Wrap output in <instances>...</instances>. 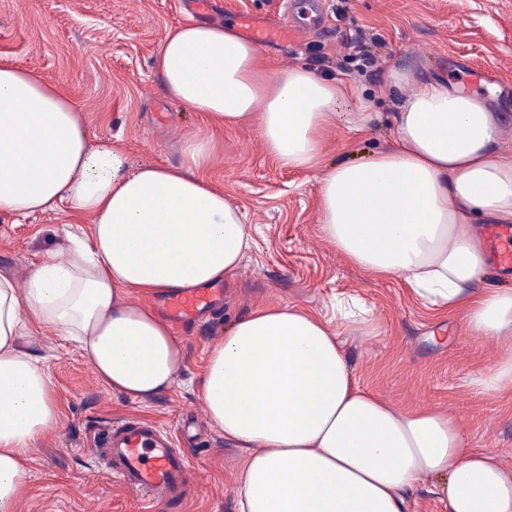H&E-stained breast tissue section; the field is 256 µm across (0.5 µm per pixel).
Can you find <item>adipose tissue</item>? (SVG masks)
I'll use <instances>...</instances> for the list:
<instances>
[{"label": "adipose tissue", "mask_w": 512, "mask_h": 512, "mask_svg": "<svg viewBox=\"0 0 512 512\" xmlns=\"http://www.w3.org/2000/svg\"><path fill=\"white\" fill-rule=\"evenodd\" d=\"M155 67L167 94L221 128L256 119L288 168L318 166L342 82L297 67L264 73L259 52L221 25L167 33ZM388 81L415 91L395 104L389 149L323 168L324 237L346 259L402 280L472 331L512 335V291L486 288L478 222L512 224V154L495 148L500 117L453 82ZM211 144L190 139L179 166L128 168L124 150L89 145L77 105L0 58V212L57 204L90 216L91 240L70 236L34 270L25 297L0 275V512L28 480V451L59 413L46 371L20 349L25 329L51 323L79 344L113 391L147 400L176 384L181 344L131 291L174 292L218 281L250 248L238 209L200 174ZM199 394L243 452L238 512H406L405 494L438 478L448 512H512V469L468 448L447 411L396 412L359 386L328 321L259 306L207 356Z\"/></svg>", "instance_id": "obj_1"}]
</instances>
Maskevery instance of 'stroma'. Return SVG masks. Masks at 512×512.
I'll return each mask as SVG.
<instances>
[{"mask_svg":"<svg viewBox=\"0 0 512 512\" xmlns=\"http://www.w3.org/2000/svg\"><path fill=\"white\" fill-rule=\"evenodd\" d=\"M210 19L234 27L248 14L270 24L284 19L281 0H214ZM323 29L283 45L261 46L269 70L305 66L349 84L344 112L372 107L378 117L363 134L337 121L323 166L362 160L393 140L395 102L410 87L392 86L397 66L429 80H451L482 93L502 116L501 151L512 153V0H321ZM184 0H0V57L72 98L91 144L120 143L129 167L178 165L195 135L212 143L207 181L236 206L252 239L237 269L218 280L224 295L175 337L185 361L175 387L140 401L102 383L88 358L44 324L20 338L47 367L58 422L33 445L28 488L15 512H140L136 494L92 474L87 454L100 428L129 414L173 427L193 455L199 481L184 512H237L242 464L236 446L208 417L198 388L209 349L258 305L295 306L331 319L359 384L401 413L448 410L467 445L499 455L512 468V390L487 391L476 380L512 353V342L470 330L463 315H443L398 280H382L350 264L321 232L320 169L281 166L261 130L247 119L221 129L170 98L154 68L165 34L191 22ZM89 217L67 207L25 217L0 213V274L28 281L48 254L67 247ZM356 301L373 321L369 331L335 318L339 301Z\"/></svg>","mask_w":512,"mask_h":512,"instance_id":"35a3bbf8","label":"stroma"}]
</instances>
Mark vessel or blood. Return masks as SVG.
<instances>
[{
	"instance_id": "obj_1",
	"label": "vessel or blood",
	"mask_w": 512,
	"mask_h": 512,
	"mask_svg": "<svg viewBox=\"0 0 512 512\" xmlns=\"http://www.w3.org/2000/svg\"><path fill=\"white\" fill-rule=\"evenodd\" d=\"M240 33L257 45L298 38L310 29L305 18L288 17L280 25H268L241 15L236 19ZM496 261L512 267V228L488 230ZM217 304L214 294L186 290L168 297L166 307L173 323L185 324ZM96 472L109 476L123 487L143 493L147 512L156 506L180 507L191 492L196 474L178 438L166 427L127 417L121 424L104 429L89 451Z\"/></svg>"
}]
</instances>
